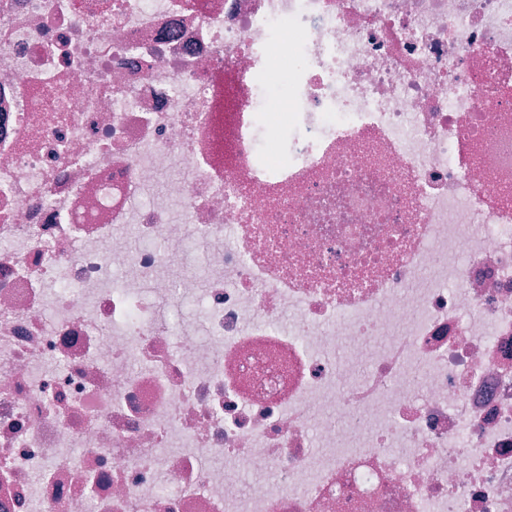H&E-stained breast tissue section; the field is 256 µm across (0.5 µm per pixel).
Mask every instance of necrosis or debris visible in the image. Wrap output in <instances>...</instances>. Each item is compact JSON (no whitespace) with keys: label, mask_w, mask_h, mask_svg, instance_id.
Listing matches in <instances>:
<instances>
[{"label":"necrosis or debris","mask_w":512,"mask_h":512,"mask_svg":"<svg viewBox=\"0 0 512 512\" xmlns=\"http://www.w3.org/2000/svg\"><path fill=\"white\" fill-rule=\"evenodd\" d=\"M0 512H512V0H0Z\"/></svg>","instance_id":"1"}]
</instances>
